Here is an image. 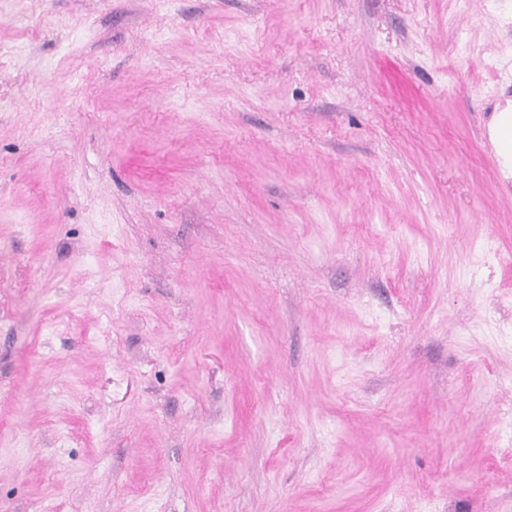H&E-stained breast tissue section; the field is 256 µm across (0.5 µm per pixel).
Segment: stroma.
Returning a JSON list of instances; mask_svg holds the SVG:
<instances>
[{"mask_svg":"<svg viewBox=\"0 0 512 512\" xmlns=\"http://www.w3.org/2000/svg\"><path fill=\"white\" fill-rule=\"evenodd\" d=\"M512 0H0V512H512ZM512 107L499 112L490 128V138L505 178L512 177Z\"/></svg>","mask_w":512,"mask_h":512,"instance_id":"1","label":"stroma"}]
</instances>
